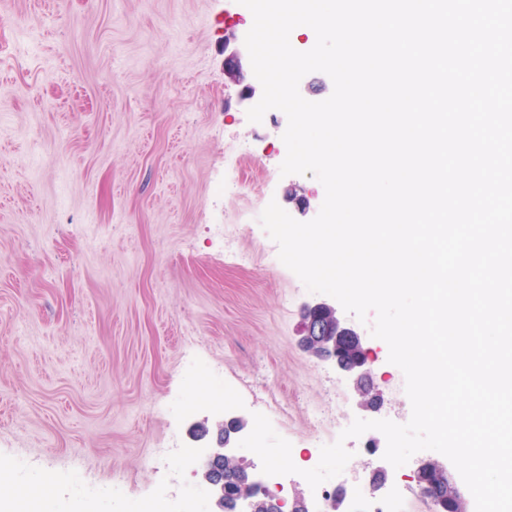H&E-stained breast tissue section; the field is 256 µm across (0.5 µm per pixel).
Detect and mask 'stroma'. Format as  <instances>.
I'll list each match as a JSON object with an SVG mask.
<instances>
[{
	"label": "stroma",
	"mask_w": 512,
	"mask_h": 512,
	"mask_svg": "<svg viewBox=\"0 0 512 512\" xmlns=\"http://www.w3.org/2000/svg\"><path fill=\"white\" fill-rule=\"evenodd\" d=\"M252 24L238 0H0V480L29 490L25 512H129L160 487L202 485L199 468L151 457L215 447L231 418L250 433L272 394L298 466L337 439L313 432L308 408L411 416L370 323L347 318L376 410L300 343L302 309L322 296L276 261L259 217L274 201L311 220L325 191L281 176L286 115L249 122L224 74L227 38ZM226 382L239 399L221 409ZM375 439L373 453L346 440L339 488L381 467L386 490L413 488L417 461L385 467Z\"/></svg>",
	"instance_id": "obj_1"
}]
</instances>
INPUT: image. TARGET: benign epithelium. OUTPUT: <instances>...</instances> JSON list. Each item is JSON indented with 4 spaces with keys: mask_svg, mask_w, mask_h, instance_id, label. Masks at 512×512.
Segmentation results:
<instances>
[{
    "mask_svg": "<svg viewBox=\"0 0 512 512\" xmlns=\"http://www.w3.org/2000/svg\"><path fill=\"white\" fill-rule=\"evenodd\" d=\"M246 50L232 48L225 58V75L230 82L245 84L243 98L255 95V88L246 84V74L242 60ZM302 341L308 351L316 356L334 359L336 366L349 377L362 395L371 390L368 382V352L361 335L338 315L336 308L327 303H317L305 309L303 314ZM350 346L355 356L350 360L341 357L340 350ZM234 458L233 449L226 447L224 434L218 435L217 446L206 452V461L202 468L203 477L211 486L216 504L224 506L225 497L234 491L232 480L224 474V461ZM415 481L425 496L453 501L455 512H462L461 501L455 483L447 476L446 469L434 460H422L415 469Z\"/></svg>",
    "mask_w": 512,
    "mask_h": 512,
    "instance_id": "1",
    "label": "benign epithelium"
}]
</instances>
